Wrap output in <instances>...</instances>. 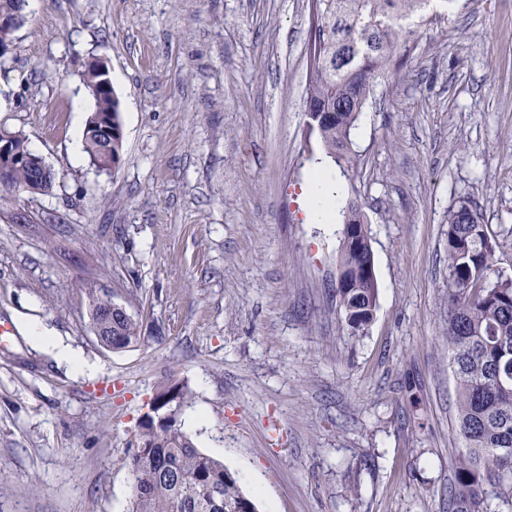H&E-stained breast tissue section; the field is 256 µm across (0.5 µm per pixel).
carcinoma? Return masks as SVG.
<instances>
[{
  "mask_svg": "<svg viewBox=\"0 0 512 512\" xmlns=\"http://www.w3.org/2000/svg\"><path fill=\"white\" fill-rule=\"evenodd\" d=\"M433 0H311L313 24L308 41L310 61L307 106L330 111L333 121L317 130L326 154L337 164L350 163L347 144L374 81L390 68L394 55L410 49L411 31L402 21L418 15ZM25 0H0V14L16 20L0 29V43L12 46L24 21ZM94 111L112 113L122 127L115 96L94 88L98 77L82 73ZM90 160L119 170L123 139L100 141L83 136ZM37 179L22 165L0 193L12 194ZM487 225L477 223L469 200L448 210V351L457 379L458 435L466 451L456 465V483L448 512H491L496 498L512 506V275L494 269L495 249L487 247ZM366 253L343 250L340 270L352 287L337 289L348 326L365 329L376 307L378 289L365 280ZM491 273L483 286L472 280L479 270ZM112 295L89 292V319L100 322L98 344L122 350L139 339L135 316L106 318ZM189 396L178 390L164 405L170 425L139 424L138 443L127 460L132 476L129 512H256L237 477L224 464L203 453L181 429L180 416Z\"/></svg>",
  "mask_w": 512,
  "mask_h": 512,
  "instance_id": "obj_1",
  "label": "carcinoma"
}]
</instances>
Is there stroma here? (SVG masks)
I'll return each instance as SVG.
<instances>
[{
  "mask_svg": "<svg viewBox=\"0 0 512 512\" xmlns=\"http://www.w3.org/2000/svg\"><path fill=\"white\" fill-rule=\"evenodd\" d=\"M310 5L25 9L0 59V129L26 134L54 184L0 199V512H128L140 418L182 385L183 432L258 512H448L464 449L448 210L472 201L512 272V0H433L351 131L337 174L365 215L378 282L360 333L336 298L344 224L307 218L326 158L306 126ZM93 54L120 102L114 173L75 150ZM92 288L138 316V344H97ZM28 318L97 372L34 348Z\"/></svg>",
  "mask_w": 512,
  "mask_h": 512,
  "instance_id": "1",
  "label": "stroma"
}]
</instances>
